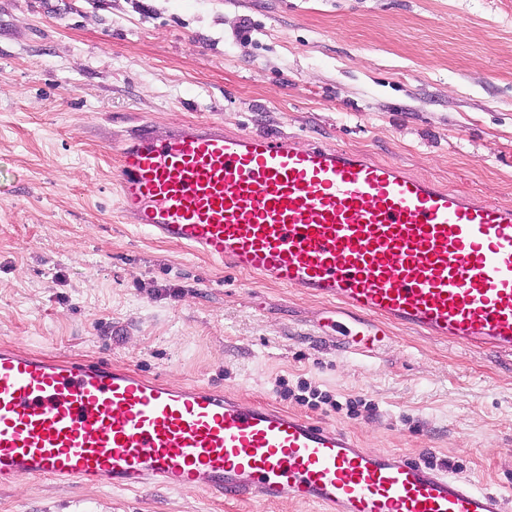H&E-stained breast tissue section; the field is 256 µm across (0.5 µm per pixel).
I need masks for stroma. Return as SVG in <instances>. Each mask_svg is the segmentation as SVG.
<instances>
[{
  "mask_svg": "<svg viewBox=\"0 0 512 512\" xmlns=\"http://www.w3.org/2000/svg\"><path fill=\"white\" fill-rule=\"evenodd\" d=\"M0 0V344L97 357L343 427L512 486V358L389 328L342 350L326 303L116 215L138 120L362 150L512 204V0ZM307 384L332 398H285ZM0 512H320L30 478Z\"/></svg>",
  "mask_w": 512,
  "mask_h": 512,
  "instance_id": "35a3bbf8",
  "label": "stroma"
}]
</instances>
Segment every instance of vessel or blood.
<instances>
[{
	"label": "vessel or blood",
	"mask_w": 512,
	"mask_h": 512,
	"mask_svg": "<svg viewBox=\"0 0 512 512\" xmlns=\"http://www.w3.org/2000/svg\"><path fill=\"white\" fill-rule=\"evenodd\" d=\"M122 223L351 318L512 357V205L477 201L360 150L207 120L118 145ZM50 476L323 512H512V494L208 385L0 346V486Z\"/></svg>",
	"instance_id": "vessel-or-blood-1"
}]
</instances>
